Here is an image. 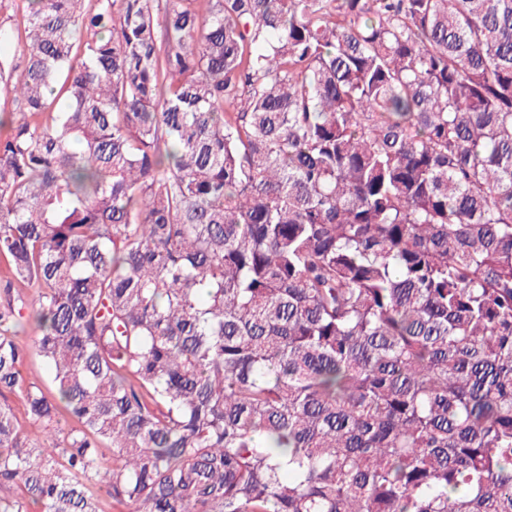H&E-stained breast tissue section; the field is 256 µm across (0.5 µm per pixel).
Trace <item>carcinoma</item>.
I'll list each match as a JSON object with an SVG mask.
<instances>
[{
  "instance_id": "carcinoma-1",
  "label": "carcinoma",
  "mask_w": 512,
  "mask_h": 512,
  "mask_svg": "<svg viewBox=\"0 0 512 512\" xmlns=\"http://www.w3.org/2000/svg\"><path fill=\"white\" fill-rule=\"evenodd\" d=\"M2 10L0 512H512V0Z\"/></svg>"
}]
</instances>
